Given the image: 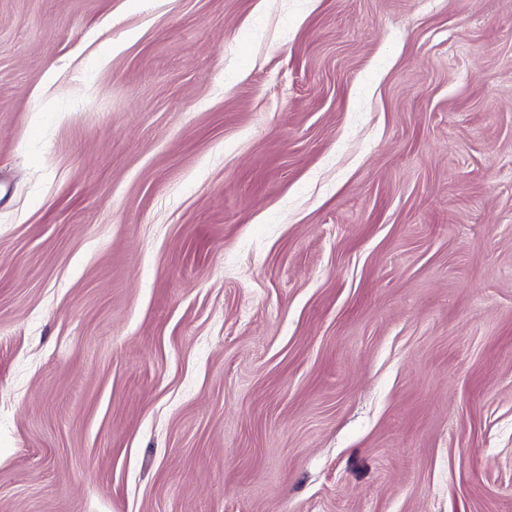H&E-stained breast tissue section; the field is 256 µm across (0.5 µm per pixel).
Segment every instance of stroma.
I'll use <instances>...</instances> for the list:
<instances>
[{"instance_id":"1","label":"stroma","mask_w":512,"mask_h":512,"mask_svg":"<svg viewBox=\"0 0 512 512\" xmlns=\"http://www.w3.org/2000/svg\"><path fill=\"white\" fill-rule=\"evenodd\" d=\"M0 512H512V0H0Z\"/></svg>"}]
</instances>
